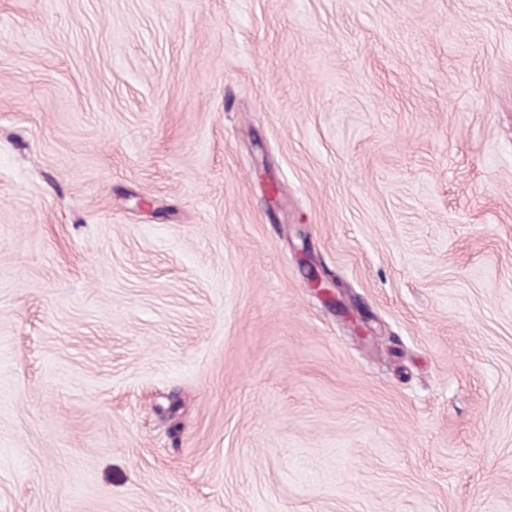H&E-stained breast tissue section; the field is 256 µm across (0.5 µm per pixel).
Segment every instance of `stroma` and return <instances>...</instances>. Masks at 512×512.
Wrapping results in <instances>:
<instances>
[{
  "instance_id": "obj_1",
  "label": "stroma",
  "mask_w": 512,
  "mask_h": 512,
  "mask_svg": "<svg viewBox=\"0 0 512 512\" xmlns=\"http://www.w3.org/2000/svg\"><path fill=\"white\" fill-rule=\"evenodd\" d=\"M0 512H512V0H0ZM308 283L309 287L317 295L324 298L326 301L335 303L336 307L341 306L339 294L336 292L338 286L335 279L325 273H320L313 269L310 271Z\"/></svg>"
}]
</instances>
